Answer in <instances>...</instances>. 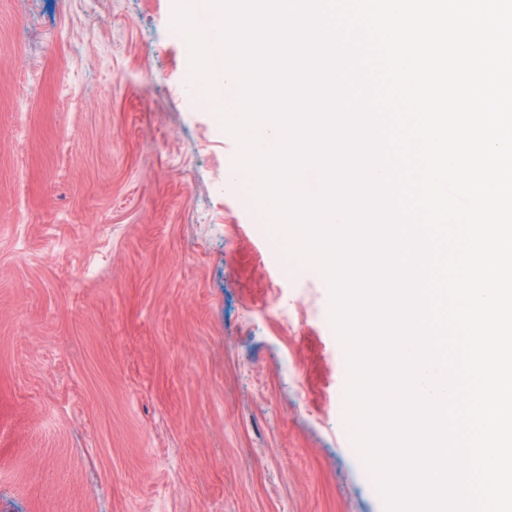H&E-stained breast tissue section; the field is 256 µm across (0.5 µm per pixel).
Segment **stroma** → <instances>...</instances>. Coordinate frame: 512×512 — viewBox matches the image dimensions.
<instances>
[{
    "instance_id": "1",
    "label": "stroma",
    "mask_w": 512,
    "mask_h": 512,
    "mask_svg": "<svg viewBox=\"0 0 512 512\" xmlns=\"http://www.w3.org/2000/svg\"><path fill=\"white\" fill-rule=\"evenodd\" d=\"M172 0H0V512H386L324 276Z\"/></svg>"
}]
</instances>
